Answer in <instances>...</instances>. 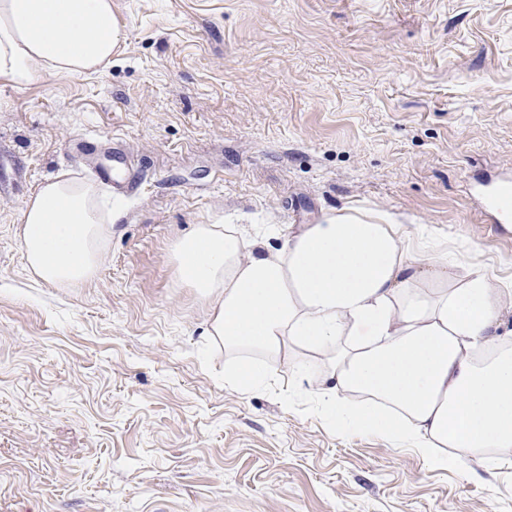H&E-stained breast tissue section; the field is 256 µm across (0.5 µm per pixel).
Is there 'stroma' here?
I'll return each instance as SVG.
<instances>
[{"mask_svg": "<svg viewBox=\"0 0 512 512\" xmlns=\"http://www.w3.org/2000/svg\"><path fill=\"white\" fill-rule=\"evenodd\" d=\"M100 73L0 80V512H512V454L333 429L303 347L265 388L261 353L210 344L172 241L339 212L429 228L463 267L512 280V229L479 183L512 173V0H112ZM138 171L112 198L97 273L38 281L21 210L62 171Z\"/></svg>", "mask_w": 512, "mask_h": 512, "instance_id": "35a3bbf8", "label": "stroma"}]
</instances>
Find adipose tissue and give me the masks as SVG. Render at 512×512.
Returning <instances> with one entry per match:
<instances>
[{"instance_id": "ef3b65f1", "label": "adipose tissue", "mask_w": 512, "mask_h": 512, "mask_svg": "<svg viewBox=\"0 0 512 512\" xmlns=\"http://www.w3.org/2000/svg\"><path fill=\"white\" fill-rule=\"evenodd\" d=\"M124 33L112 0H0V79L27 85L110 64ZM104 187L70 171L25 203L20 240L38 278L74 285L99 267L112 233ZM388 214L339 213L270 235L198 224L170 247L183 280L210 303L206 336L262 362L224 372L250 392L299 345L322 355L317 399L332 427L411 443L436 465L447 451H512V289L404 242Z\"/></svg>"}]
</instances>
